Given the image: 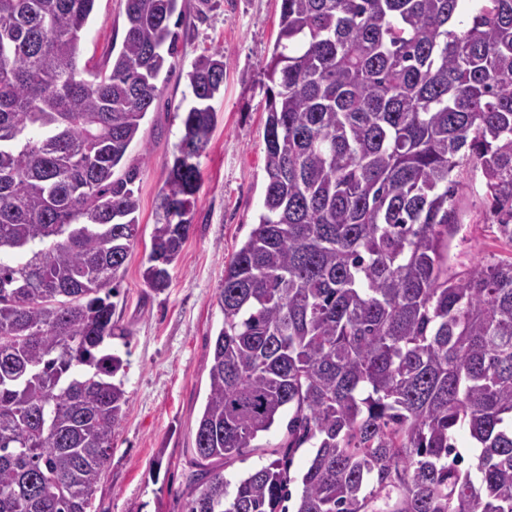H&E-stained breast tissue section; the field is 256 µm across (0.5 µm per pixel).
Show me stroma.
Here are the masks:
<instances>
[{
  "label": "stroma",
  "mask_w": 512,
  "mask_h": 512,
  "mask_svg": "<svg viewBox=\"0 0 512 512\" xmlns=\"http://www.w3.org/2000/svg\"><path fill=\"white\" fill-rule=\"evenodd\" d=\"M126 0H96L81 34L82 62L101 67L125 33ZM281 0H184L179 56L162 74L161 93L125 162L138 166L134 188L140 200V237L123 267L115 320L126 340L112 346L123 360L129 411L112 440V454L92 512H186L193 482L197 420L208 392V370L223 314L217 296L224 266L247 240L262 210L267 175L264 125L267 65L280 33ZM223 49L224 89L212 102L216 122L200 159V190L192 227L170 266L164 291L144 280L158 195L167 177L182 118L192 99L187 74L202 54ZM466 223L453 251L470 264L503 252L480 225V205L467 197ZM278 422L224 471L227 479L270 462L269 451L285 438Z\"/></svg>",
  "instance_id": "1"
}]
</instances>
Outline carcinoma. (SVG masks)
Segmentation results:
<instances>
[{
    "label": "carcinoma",
    "instance_id": "1",
    "mask_svg": "<svg viewBox=\"0 0 512 512\" xmlns=\"http://www.w3.org/2000/svg\"><path fill=\"white\" fill-rule=\"evenodd\" d=\"M95 2L0 0V512H90L127 415L104 343L130 335L111 298L139 168L116 171L183 9L126 0L107 71L79 66ZM465 2L281 0L263 210L224 267L187 512H512V252L452 253L466 190L512 249V0ZM225 68L215 51L188 72L156 290L191 229ZM285 411L275 459L227 480Z\"/></svg>",
    "mask_w": 512,
    "mask_h": 512
}]
</instances>
